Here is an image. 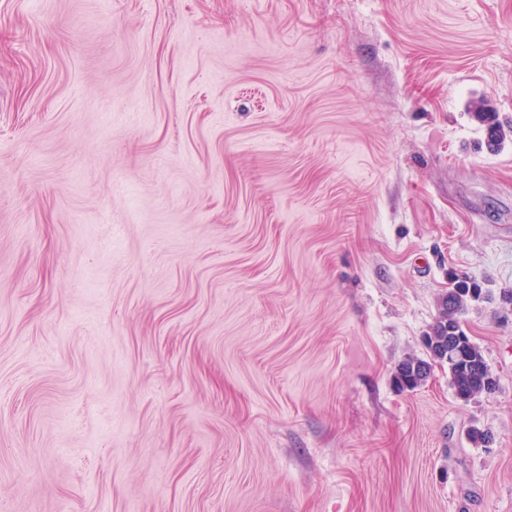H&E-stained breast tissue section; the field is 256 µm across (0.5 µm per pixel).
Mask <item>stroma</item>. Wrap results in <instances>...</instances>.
<instances>
[{
	"mask_svg": "<svg viewBox=\"0 0 512 512\" xmlns=\"http://www.w3.org/2000/svg\"><path fill=\"white\" fill-rule=\"evenodd\" d=\"M510 290L512 0H0L13 512H512ZM485 108H479L473 112V118L483 127L485 131V145L491 151H497L504 141V130L502 129L496 112H484ZM468 283L456 281L448 288L440 300L439 317L424 341L426 352L442 362L448 360L446 363L455 392L464 399L491 392L495 387V380L492 387H485V372H491L490 368L478 346L462 327L460 316L467 302L481 299V288ZM481 369L483 372H480ZM431 364L420 357H409L397 369L395 382L403 388L414 390L429 377Z\"/></svg>",
	"mask_w": 512,
	"mask_h": 512,
	"instance_id": "35a3bbf8",
	"label": "stroma"
}]
</instances>
